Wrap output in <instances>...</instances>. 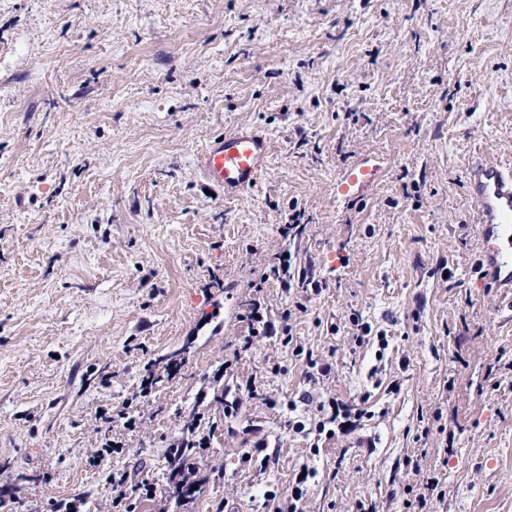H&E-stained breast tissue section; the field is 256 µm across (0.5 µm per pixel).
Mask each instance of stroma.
I'll use <instances>...</instances> for the list:
<instances>
[{"instance_id":"35a3bbf8","label":"stroma","mask_w":512,"mask_h":512,"mask_svg":"<svg viewBox=\"0 0 512 512\" xmlns=\"http://www.w3.org/2000/svg\"><path fill=\"white\" fill-rule=\"evenodd\" d=\"M238 127L266 133L263 175L207 194L200 155ZM481 159L512 162V0H0V512H114L116 472L157 487L135 512H269L304 465L303 512H420L429 478L431 512H512ZM285 251L321 293L262 281ZM256 302L290 310L292 346L245 344ZM328 397L363 404L361 429H292ZM199 413L179 499L168 450Z\"/></svg>"}]
</instances>
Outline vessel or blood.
I'll use <instances>...</instances> for the list:
<instances>
[{
  "label": "vessel or blood",
  "instance_id": "1",
  "mask_svg": "<svg viewBox=\"0 0 512 512\" xmlns=\"http://www.w3.org/2000/svg\"><path fill=\"white\" fill-rule=\"evenodd\" d=\"M268 156V139L259 130L225 132L202 158L206 181L234 197L254 188ZM467 193L473 221L483 242L479 274L493 288L512 294V166L479 161L470 171Z\"/></svg>",
  "mask_w": 512,
  "mask_h": 512
}]
</instances>
